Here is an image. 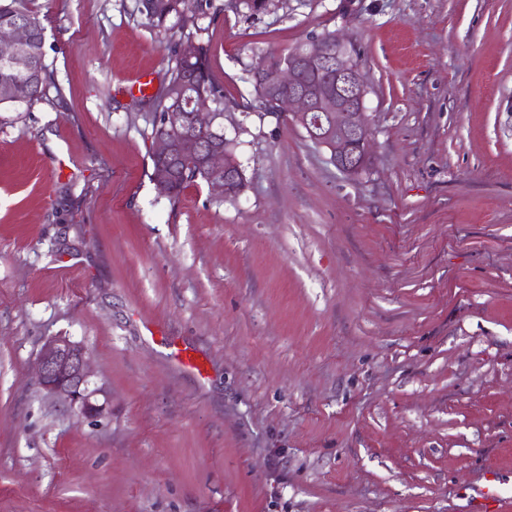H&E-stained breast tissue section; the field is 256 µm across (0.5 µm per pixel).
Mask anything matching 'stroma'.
Listing matches in <instances>:
<instances>
[{"label":"stroma","mask_w":512,"mask_h":512,"mask_svg":"<svg viewBox=\"0 0 512 512\" xmlns=\"http://www.w3.org/2000/svg\"><path fill=\"white\" fill-rule=\"evenodd\" d=\"M200 22L246 188L150 179L182 32L37 0L55 85L0 112V512H475L512 492V0H271ZM343 36L372 165L260 107V57ZM83 343L110 412L35 374ZM193 350L188 369L170 343ZM478 498L485 501L491 511L499 510L498 505L509 500V497L505 496L502 492L496 477L491 472L485 474L483 486L478 490Z\"/></svg>","instance_id":"35a3bbf8"}]
</instances>
